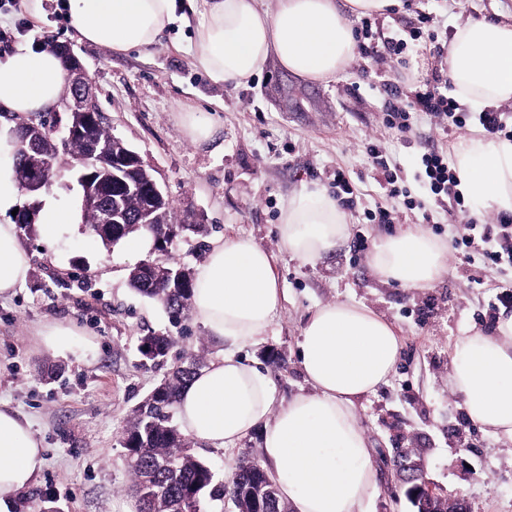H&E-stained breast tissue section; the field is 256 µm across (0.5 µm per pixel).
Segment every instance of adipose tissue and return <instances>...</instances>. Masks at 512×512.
<instances>
[{
	"label": "adipose tissue",
	"mask_w": 512,
	"mask_h": 512,
	"mask_svg": "<svg viewBox=\"0 0 512 512\" xmlns=\"http://www.w3.org/2000/svg\"><path fill=\"white\" fill-rule=\"evenodd\" d=\"M393 0H207L193 54L212 83L248 85L269 61L292 74L327 81L357 52L352 19L382 13ZM81 38L114 52L155 46L172 22L176 0H68ZM455 93L477 109L512 106V21L468 18L446 50ZM64 68L55 53L27 47L0 60V106L21 115L57 104ZM16 142L0 139V298L25 283L31 255L8 218L22 204ZM460 191L476 212L512 214V140L464 134L455 146ZM348 231V216L324 189L304 188L285 201L277 237L292 258L316 264ZM370 267L383 283L430 287L448 273L446 247L423 228L377 240ZM283 292L274 256L252 240L229 236L213 246L195 276L191 314L229 350L182 388L177 404L185 434L213 448L234 447L251 432L295 512H365L377 470L354 405L386 384L400 357L394 326L351 300L318 306L305 322L298 357L311 389L280 404L268 373L241 352L280 311ZM450 384L468 420L512 440V314L492 330L471 328L454 345ZM45 465L29 420L0 405V512L31 486Z\"/></svg>",
	"instance_id": "adipose-tissue-1"
}]
</instances>
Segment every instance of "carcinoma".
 I'll list each match as a JSON object with an SVG mask.
<instances>
[{
    "label": "carcinoma",
    "instance_id": "1",
    "mask_svg": "<svg viewBox=\"0 0 512 512\" xmlns=\"http://www.w3.org/2000/svg\"><path fill=\"white\" fill-rule=\"evenodd\" d=\"M25 137L37 143L40 155L55 157L59 143L52 139L42 122L20 126ZM106 152L120 154L127 145L112 135L105 121L94 132ZM153 179L147 168L117 171L109 160L97 163L93 175L81 183L82 221L106 245H114L141 232L170 231L175 240L185 231L207 233L205 224H180L172 203L165 199L145 210V186ZM195 273L175 258L161 267L143 261L128 274L130 286L143 296L157 301L169 318L178 322L190 312ZM169 337L152 334L139 337L138 351L149 361L166 357ZM204 365V357L195 352L182 356L177 365L156 385L133 411L122 430L120 444L132 475L131 490L147 512H199L201 493L211 489L212 499L228 497L237 512L272 510L285 505L278 487L266 478L267 471L254 457L245 454L232 479L214 484L211 468L192 452L194 442L182 434L176 422L177 395L180 388Z\"/></svg>",
    "mask_w": 512,
    "mask_h": 512
}]
</instances>
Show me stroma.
I'll use <instances>...</instances> for the list:
<instances>
[{
	"label": "stroma",
	"mask_w": 512,
	"mask_h": 512,
	"mask_svg": "<svg viewBox=\"0 0 512 512\" xmlns=\"http://www.w3.org/2000/svg\"><path fill=\"white\" fill-rule=\"evenodd\" d=\"M65 2L0 0V57L44 46L50 38L73 47L113 135L140 155L179 213L196 214L209 227L206 236L189 234L173 243L180 264L198 269L211 246L227 236L273 252L282 308L242 355L261 363L278 400L309 388L297 345L318 305L349 299L372 307L397 329L400 358L388 384L355 403L378 469L367 512H416L407 496L408 473L391 464L398 448L416 449L426 481L449 498L464 497L471 512H512V442L465 422L449 383L457 337L472 326H493L495 286L512 282V269L466 263L451 242L473 210L436 208L417 177L423 153L455 143L461 132H478V125L445 132L425 116L404 134H388L382 83L395 80L398 65L378 54L358 55L330 82L302 79L272 60L247 86L214 84L191 52L203 0H178L176 18L156 46L119 54L81 40ZM421 15L432 17L438 39L416 42L409 62L413 72L426 75L457 23L511 17L512 0H398L379 20L384 29L396 30L414 26ZM189 112L208 119V139L189 137L183 123ZM373 144L396 157L417 209L388 200L379 188L367 155ZM339 169L360 192L356 208L347 212V236L317 264L291 258L280 249L276 231L286 198L305 187L332 189ZM387 203L399 210L397 224L366 223L365 210ZM426 212L433 216L428 225ZM412 224L425 225L449 245L447 275L424 289L380 283L367 252L357 251V239L371 244ZM24 245L32 256L29 277L13 296L0 298V402L29 418L46 463L9 512H135L120 445L123 425L184 353L204 343L214 359L224 347L209 340L193 318L172 322L159 303L129 287L136 260L123 244H103L75 223L54 240L35 235ZM55 323L77 330L74 354L58 356L41 344L39 329ZM150 332L172 341L157 364L138 352L139 337ZM246 452L261 456L259 433L231 449H194L220 482Z\"/></svg>",
	"instance_id": "stroma-1"
}]
</instances>
